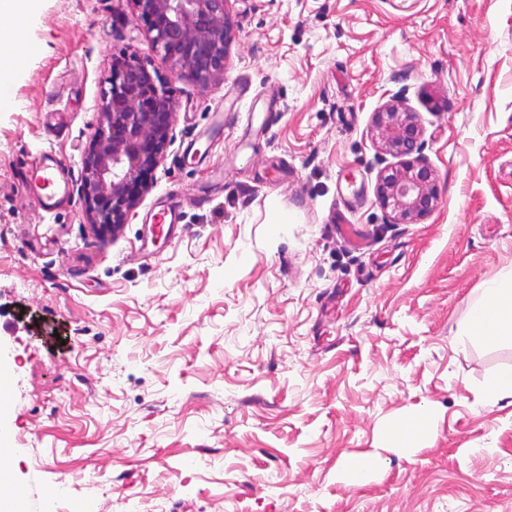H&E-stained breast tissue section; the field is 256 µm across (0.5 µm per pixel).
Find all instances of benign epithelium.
<instances>
[{"label":"benign epithelium","mask_w":512,"mask_h":512,"mask_svg":"<svg viewBox=\"0 0 512 512\" xmlns=\"http://www.w3.org/2000/svg\"><path fill=\"white\" fill-rule=\"evenodd\" d=\"M151 22L152 48L203 86L224 76L231 28L230 0H134ZM110 91L100 105L91 146L82 161L80 195L92 229L116 233L135 215L150 183L147 171L164 158L175 104L164 84L143 67L112 70ZM376 136L388 152L408 157L381 172L380 204L399 222L428 214L437 203L431 172L419 151L421 128L414 112L390 106L376 114Z\"/></svg>","instance_id":"7a95c632"}]
</instances>
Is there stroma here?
I'll list each match as a JSON object with an SVG mask.
<instances>
[{"label":"stroma","instance_id":"obj_1","mask_svg":"<svg viewBox=\"0 0 512 512\" xmlns=\"http://www.w3.org/2000/svg\"><path fill=\"white\" fill-rule=\"evenodd\" d=\"M229 18L224 77L203 86L133 0L0 17L29 51L0 108V466L24 512H512V398L489 389L512 337L456 341L512 269V0H231ZM125 60L171 86L172 140L102 235L76 186ZM397 99L438 196L409 224L376 196L401 159L374 117ZM219 109L222 135L186 161ZM51 152L75 189L46 212L25 172ZM167 195L183 229L143 254ZM425 408L429 433L400 447Z\"/></svg>","mask_w":512,"mask_h":512}]
</instances>
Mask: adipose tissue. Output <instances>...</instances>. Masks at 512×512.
<instances>
[{"mask_svg":"<svg viewBox=\"0 0 512 512\" xmlns=\"http://www.w3.org/2000/svg\"><path fill=\"white\" fill-rule=\"evenodd\" d=\"M512 335V270L489 281L483 299L471 310L470 319L459 336L467 343L476 336L489 347L497 345L502 337Z\"/></svg>","mask_w":512,"mask_h":512,"instance_id":"obj_1","label":"adipose tissue"}]
</instances>
